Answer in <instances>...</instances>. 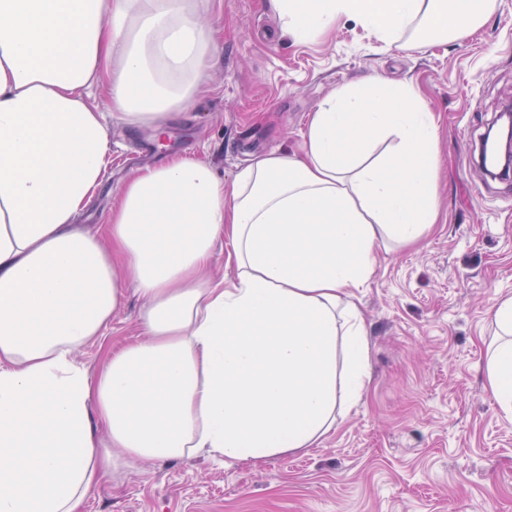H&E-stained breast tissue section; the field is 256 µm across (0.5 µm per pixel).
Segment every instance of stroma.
Masks as SVG:
<instances>
[{
  "label": "stroma",
  "instance_id": "1",
  "mask_svg": "<svg viewBox=\"0 0 512 512\" xmlns=\"http://www.w3.org/2000/svg\"><path fill=\"white\" fill-rule=\"evenodd\" d=\"M220 28L194 104L162 144L113 113L101 187L78 219L101 230L125 181L173 157L224 180L252 155L301 152L311 112L365 75L411 84L438 117L439 221L413 248L378 247L355 292L369 340L362 401L313 447L257 466L199 456L119 467L84 512H512V413L486 379L489 309L512 295V178L491 179L475 146L512 100V0H494L469 38L385 47L354 19L309 41L283 36L263 0H200ZM141 301L123 304L78 360L99 372L143 339Z\"/></svg>",
  "mask_w": 512,
  "mask_h": 512
}]
</instances>
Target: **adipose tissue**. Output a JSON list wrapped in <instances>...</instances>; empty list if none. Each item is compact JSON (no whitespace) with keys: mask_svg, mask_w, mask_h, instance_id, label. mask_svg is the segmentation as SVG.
<instances>
[{"mask_svg":"<svg viewBox=\"0 0 512 512\" xmlns=\"http://www.w3.org/2000/svg\"><path fill=\"white\" fill-rule=\"evenodd\" d=\"M305 41L341 17L414 49L459 39L489 0H267ZM215 47L195 0H0V512H82L119 462L257 464L314 446L358 405L368 338L354 291L375 250L438 221V128L408 84L366 77L309 116L304 152L224 182L175 157L123 186L104 234L77 217L111 149L90 90L132 129L166 130ZM234 276L213 281L219 245ZM145 340L98 374L75 359L125 283ZM489 389L512 411V296L490 309Z\"/></svg>","mask_w":512,"mask_h":512,"instance_id":"1","label":"adipose tissue"}]
</instances>
